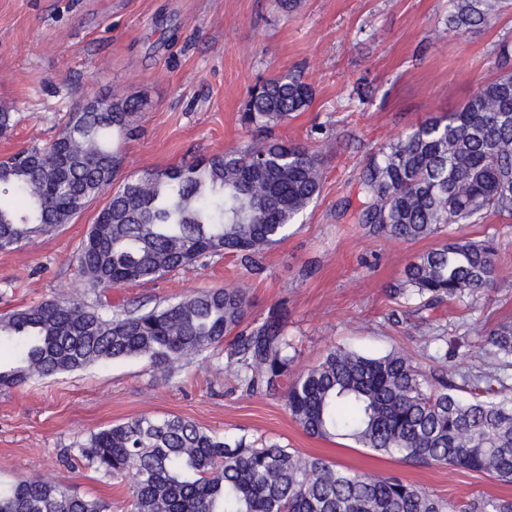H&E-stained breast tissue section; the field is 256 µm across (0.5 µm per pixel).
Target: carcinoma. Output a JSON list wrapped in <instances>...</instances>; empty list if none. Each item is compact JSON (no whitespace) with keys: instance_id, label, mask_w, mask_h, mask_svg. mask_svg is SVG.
Masks as SVG:
<instances>
[{"instance_id":"1","label":"carcinoma","mask_w":512,"mask_h":512,"mask_svg":"<svg viewBox=\"0 0 512 512\" xmlns=\"http://www.w3.org/2000/svg\"><path fill=\"white\" fill-rule=\"evenodd\" d=\"M508 0H449L448 29L486 24ZM500 72L446 118H430L379 149L360 174V224L415 242L452 224L512 217V71ZM311 102L309 86L285 75L254 88L247 128L272 130ZM141 104L102 111L83 103L44 147L0 162V190L23 204L0 205V252L50 235L111 192L75 260L101 293L151 281L208 257L250 261L287 237L321 190L320 151L269 138L201 162L116 181L112 137L136 134ZM491 241L450 237L410 258L398 292L434 307L463 300L499 277ZM245 288L210 289L163 308L118 310L79 299L49 300L0 315V339L19 344L0 388L118 358H144L167 379L224 344L249 312ZM485 354L512 365V322L483 328ZM283 321L271 316L239 334L225 367L246 392H270L294 361ZM464 398L444 376H427L402 352L370 357L342 348L285 385L288 410L310 436L350 440L423 467L448 465L512 483V387L495 375ZM114 476L130 474V512H512V498L445 502L399 476L338 468L314 455L245 437H218L180 416H140L103 428L78 448ZM44 480L0 487V512H108Z\"/></svg>"}]
</instances>
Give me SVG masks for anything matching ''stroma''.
Returning <instances> with one entry per match:
<instances>
[{"instance_id":"1","label":"stroma","mask_w":512,"mask_h":512,"mask_svg":"<svg viewBox=\"0 0 512 512\" xmlns=\"http://www.w3.org/2000/svg\"><path fill=\"white\" fill-rule=\"evenodd\" d=\"M448 0H0V109L16 124L0 135V159L53 140L79 103L142 101L138 133L118 144L121 174L138 177L261 141L240 115L259 81L296 75L309 106L275 127L276 139L328 143L322 188L285 240L247 264L215 256L105 295L88 292L75 253L105 197L57 232L0 252V314L64 297L104 311L167 306L209 289L245 286L243 330L281 314L296 348L289 375L334 347L380 356L398 350L423 371L447 355L459 375L499 372L478 325L512 321V217L454 224L449 234L489 239L500 276L461 301L425 307L397 294L403 269L435 239L388 240L356 223L359 173L378 150L431 117L454 111L495 77L512 9L464 33L449 31ZM223 348L169 379L143 359L99 362L76 372L0 389V484L42 479L128 512L130 476L69 468L91 433L139 416L178 415L226 437H246L317 455L340 467L398 475L460 504L511 497L512 484L461 467L417 468L346 440L307 435L281 395L248 394L226 369Z\"/></svg>"}]
</instances>
